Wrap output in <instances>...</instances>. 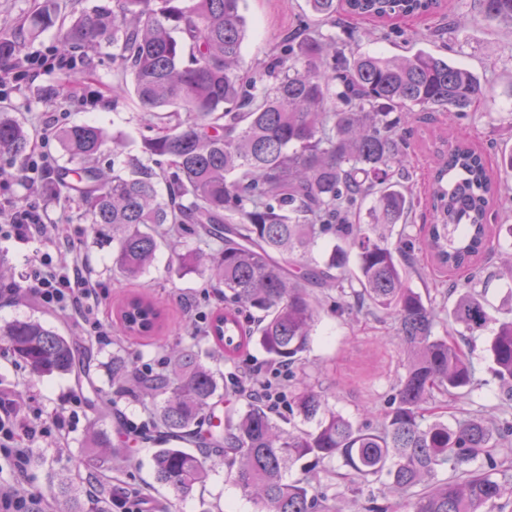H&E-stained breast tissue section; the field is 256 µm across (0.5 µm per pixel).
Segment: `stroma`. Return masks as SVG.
<instances>
[{"mask_svg": "<svg viewBox=\"0 0 512 512\" xmlns=\"http://www.w3.org/2000/svg\"><path fill=\"white\" fill-rule=\"evenodd\" d=\"M243 13L248 25L244 60L249 67L266 56L280 33L310 18L305 0H245ZM452 15L463 18V25L444 37H436V30L446 26ZM400 28V33L384 39L369 21L343 16L336 21L335 33L337 41L347 42L349 50L357 54L408 56L425 49L448 55L473 71L486 90L476 112L465 117L448 120L438 112L415 114L412 124L415 147L407 168L417 205L408 223L395 225L392 235L396 238L406 235L417 242L421 239L420 228L428 218L426 202L430 194L434 142L442 137L468 140L483 147L491 162L502 150L512 148V31L486 21L477 0H447L438 14L406 19ZM94 63L93 72L83 76L73 70L41 69L17 88L0 93V110L8 112L27 129L31 144L39 147L53 167L65 165L67 160L57 138L62 127L97 123L106 135L125 138L128 151L134 156L139 153L142 137L148 133L143 114L132 101L117 104L112 101L111 48L99 49ZM57 85L66 87L63 97L53 100L43 97L42 88ZM40 201L50 222L62 225L74 241L72 254H53L54 263H67L74 256L90 262L105 291L100 303V318L104 323H111L114 305L126 295L143 292L163 302L166 329L162 339L141 338L121 344L137 367L159 369L165 359L161 341L186 338L190 323L222 306L215 283L199 274H179L170 250L165 247L157 251L152 267L140 279L131 282L113 279L112 247L97 240L82 219L77 203H64L45 194ZM504 251L512 252V239L502 243L500 253L485 256L483 265L490 279L477 286L495 321L512 319V274L500 258ZM26 318L39 320L65 335L75 328L65 313L46 311L33 300H0V327ZM433 332L441 337L452 336L470 351L473 388L450 402L445 411L448 420L499 416L502 392L498 380L489 371L490 331L471 334L447 318L438 322ZM112 350V345L80 336L76 344V354L84 366L80 377L36 378L16 360L6 343L0 342V386L17 392L30 416L45 421L70 400L80 403L79 419L73 423L61 447H52L44 440L36 442L30 465V489L34 494L53 498L61 482L84 489L97 481L111 487L116 494L131 487L145 489L152 504H163L169 499L168 490L154 480L152 456L156 445L143 432L151 424L149 413L139 404L112 398ZM304 359V375L300 378L289 376L287 368L271 362L255 346L237 364L212 359L208 365L226 377L258 373L266 379L275 378L282 390L281 400L273 411L277 420L288 419V402L303 380L322 385L329 408L360 424L369 420L365 408L384 409L392 383L404 372L405 346L391 321L363 315L355 320L340 319L325 313ZM95 427L107 431L116 448L127 440L128 428L138 429L137 442L129 448L128 465L106 473L87 468L86 438ZM211 465L206 483L178 501V512H256L253 503L228 478L222 459L212 457ZM320 480L328 485L339 512H368L375 500L386 501L390 512H407L404 499L386 493L382 483H375L370 491L354 493L328 473H321Z\"/></svg>", "mask_w": 512, "mask_h": 512, "instance_id": "35a3bbf8", "label": "stroma"}]
</instances>
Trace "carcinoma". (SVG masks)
I'll return each mask as SVG.
<instances>
[{
	"instance_id": "1",
	"label": "carcinoma",
	"mask_w": 512,
	"mask_h": 512,
	"mask_svg": "<svg viewBox=\"0 0 512 512\" xmlns=\"http://www.w3.org/2000/svg\"><path fill=\"white\" fill-rule=\"evenodd\" d=\"M243 0H112V7L71 17L58 0H42L24 23L30 32L60 26V53L90 54L112 47V106L132 99L148 114L142 153L125 155L121 138L95 124L58 131L69 167L48 190L77 200L91 230L112 228V274L135 281L161 246L184 273L210 272L224 289V311L205 319L214 357L233 359L255 341L288 368L302 364L319 317L311 288L337 291L328 312L356 310L390 318L406 344L405 375L397 378L376 425L354 424L327 407L322 391L305 385L288 411L316 421L311 430L286 428L244 385H220L191 342L164 344L167 365L144 373L125 355L112 354L118 398L150 408L167 447L152 458L157 483L176 501L203 484L208 448H222L228 476L257 512H335L316 491L310 472L288 479L306 459L338 463L332 474L352 492L382 479L408 498L410 512H481L512 493L498 480L506 461L495 454L512 437V420L452 423L432 410L437 397L470 390L468 355L433 328L440 311L408 284L414 243L391 241L386 229L405 224L414 198L404 162V126L413 107L466 115L485 96L477 77L448 58L419 50L406 57L351 54L336 37L303 25L276 43L265 61L242 65L247 22ZM322 23L345 14L386 23L430 14L439 0H307ZM485 20L512 28V0H479ZM13 27L0 26V62L18 56ZM122 171L104 174L95 164L107 142ZM27 131L0 113V155L24 163ZM431 222L424 246L436 267L463 270L452 308L454 323L470 333L491 322L471 280L475 259L495 249L489 235L493 205L506 194L512 150L501 154L504 178L493 180L483 154L465 140L436 149ZM167 196L158 195L159 181ZM164 309L132 294L121 303L116 330L124 337L158 335ZM0 340L34 376L81 371L74 345L32 319L0 327ZM490 372L512 400V320L498 323L489 343ZM234 392L241 407L225 413L222 438L200 429ZM87 466L110 471L118 455L98 430L88 437ZM448 465L454 475L435 479Z\"/></svg>"
}]
</instances>
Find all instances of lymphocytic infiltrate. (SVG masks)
Here are the masks:
<instances>
[{
    "label": "lymphocytic infiltrate",
    "instance_id": "f902f5d3",
    "mask_svg": "<svg viewBox=\"0 0 512 512\" xmlns=\"http://www.w3.org/2000/svg\"><path fill=\"white\" fill-rule=\"evenodd\" d=\"M38 244L43 253L34 255L21 281L0 285V299L26 294L49 311H66L97 341L110 342L112 332L99 317L103 290L87 261L54 264L51 251L72 248L73 242L60 225L49 223L40 203L28 199L0 200V242ZM11 392L0 391V512H53L48 498L30 491V460L34 444L42 438L60 437L72 420L60 411L51 421L33 423L18 409Z\"/></svg>",
    "mask_w": 512,
    "mask_h": 512
}]
</instances>
